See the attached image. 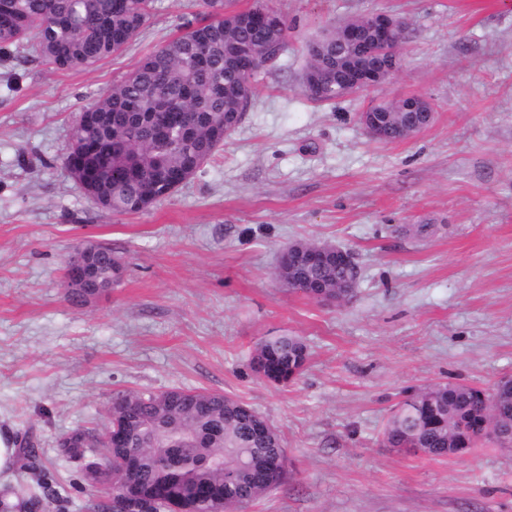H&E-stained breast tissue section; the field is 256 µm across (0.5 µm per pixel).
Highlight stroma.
Returning a JSON list of instances; mask_svg holds the SVG:
<instances>
[{
	"label": "stroma",
	"instance_id": "obj_1",
	"mask_svg": "<svg viewBox=\"0 0 512 512\" xmlns=\"http://www.w3.org/2000/svg\"><path fill=\"white\" fill-rule=\"evenodd\" d=\"M266 2L288 20L287 50L211 159L140 214L99 209L62 155L79 111L176 37L192 0H155L136 40L88 70L0 53V425L39 458L16 480L57 490L52 512H95L107 494L85 485L61 438L101 432L118 394L181 388L231 395L281 432L287 479L246 512H512V448L433 458L382 445L410 391L512 377V0ZM374 13L405 23L398 72L311 100L308 42ZM408 96L433 105L427 130L366 134L360 112ZM295 241L352 253L349 302L278 281ZM83 242L111 248L124 271L76 302L64 270ZM284 333L309 360L277 386L249 359Z\"/></svg>",
	"mask_w": 512,
	"mask_h": 512
}]
</instances>
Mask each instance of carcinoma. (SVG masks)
I'll return each mask as SVG.
<instances>
[{"label":"carcinoma","mask_w":512,"mask_h":512,"mask_svg":"<svg viewBox=\"0 0 512 512\" xmlns=\"http://www.w3.org/2000/svg\"><path fill=\"white\" fill-rule=\"evenodd\" d=\"M233 0H198L201 17L147 56L83 108L62 155L84 194L116 195L113 214L142 212L173 194L179 175H195L224 143V124L237 121L240 101L253 96L255 74L235 56L239 45L263 56L286 48L288 24L276 28L237 23ZM154 0H0V50L31 47L55 71L90 69L123 51L148 23ZM336 54L330 41L307 52L308 70L325 75L323 103L337 100ZM100 290L117 281L112 249L93 260ZM344 271L336 265L295 272L293 291L317 301L335 292ZM308 360L299 336L283 334L255 345L251 368L276 385L296 379ZM493 399L498 422L512 426V378L492 391L457 383L421 388L392 411L383 433L388 448L431 457L461 456L490 438L484 411ZM112 420L124 428L121 447L99 435L92 448L76 430L62 452L81 462L92 486L148 505L152 512H242L280 486L288 460L279 432L254 431L257 412L220 393L174 388L130 391L112 401Z\"/></svg>","instance_id":"1"}]
</instances>
